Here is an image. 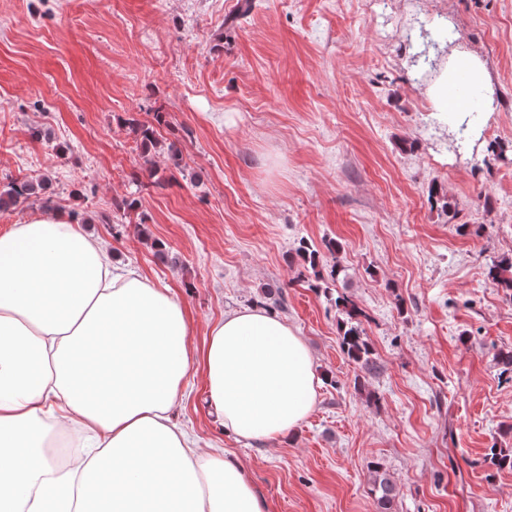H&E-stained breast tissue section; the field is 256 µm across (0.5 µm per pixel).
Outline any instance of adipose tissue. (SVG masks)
<instances>
[{
    "mask_svg": "<svg viewBox=\"0 0 512 512\" xmlns=\"http://www.w3.org/2000/svg\"><path fill=\"white\" fill-rule=\"evenodd\" d=\"M473 52L427 90L440 108ZM168 289L112 271V256L67 210L0 231V512H267L242 468L204 451L172 417L203 364L206 396L240 439H287L313 409V358L288 323L253 306L225 314L202 360ZM79 453L59 471L49 450Z\"/></svg>",
    "mask_w": 512,
    "mask_h": 512,
    "instance_id": "1",
    "label": "adipose tissue"
}]
</instances>
